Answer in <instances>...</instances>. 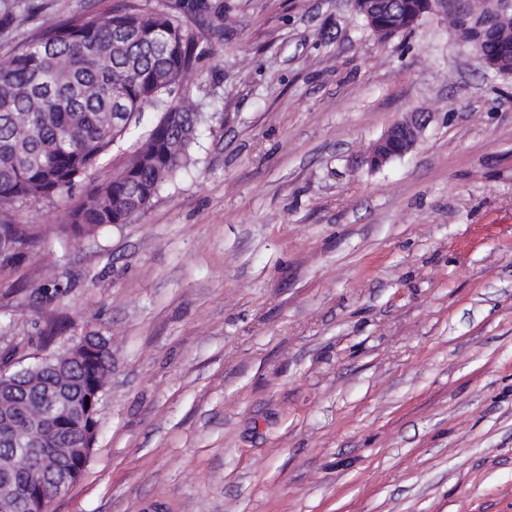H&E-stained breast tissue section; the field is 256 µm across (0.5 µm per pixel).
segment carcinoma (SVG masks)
<instances>
[{
    "mask_svg": "<svg viewBox=\"0 0 512 512\" xmlns=\"http://www.w3.org/2000/svg\"><path fill=\"white\" fill-rule=\"evenodd\" d=\"M416 0H380L383 38L410 28ZM469 37L512 72V14L495 15ZM195 39L172 16L127 10L47 18L39 32L0 58V268L16 265L41 237L39 227L17 224L15 205L62 197L91 169L122 148L142 113L157 122L137 139L125 162L69 214L75 238L112 224H130L192 163L199 126L208 115L193 102ZM125 117L112 122V105ZM112 370L104 344L90 365L72 372L80 406L99 371Z\"/></svg>",
    "mask_w": 512,
    "mask_h": 512,
    "instance_id": "1",
    "label": "carcinoma"
}]
</instances>
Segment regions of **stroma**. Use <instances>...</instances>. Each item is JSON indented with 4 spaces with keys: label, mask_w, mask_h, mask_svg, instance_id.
I'll return each instance as SVG.
<instances>
[{
    "label": "stroma",
    "mask_w": 512,
    "mask_h": 512,
    "mask_svg": "<svg viewBox=\"0 0 512 512\" xmlns=\"http://www.w3.org/2000/svg\"><path fill=\"white\" fill-rule=\"evenodd\" d=\"M128 6L195 37L210 120L133 223L55 230L118 151L14 210L44 234L0 271V353L112 347L51 512H512V76L446 0L386 39L352 0H0V56ZM410 112L415 148L371 167Z\"/></svg>",
    "instance_id": "1"
}]
</instances>
